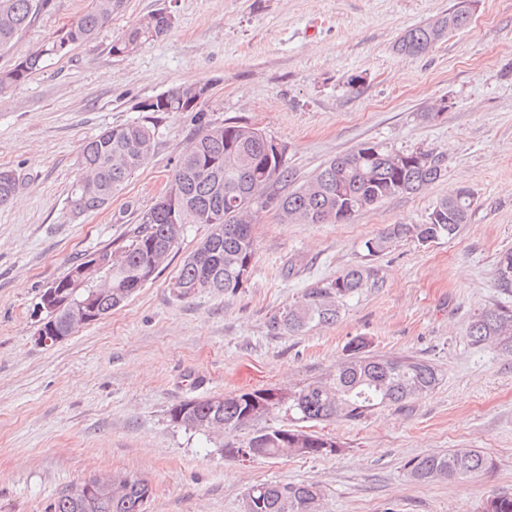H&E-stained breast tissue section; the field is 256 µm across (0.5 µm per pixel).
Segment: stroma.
Returning <instances> with one entry per match:
<instances>
[{"mask_svg": "<svg viewBox=\"0 0 512 512\" xmlns=\"http://www.w3.org/2000/svg\"><path fill=\"white\" fill-rule=\"evenodd\" d=\"M454 2L173 0L176 23L163 40L115 56L113 38L165 3L124 0L91 42L0 95V168L20 181L0 207V512H45L67 487L105 473L146 479L147 512H243L247 488L262 482L318 484L320 512H482L491 495L512 494V350L468 334L483 309H512V288L497 274L512 250V0H478L468 27L426 54L396 48ZM90 5L49 0L0 51V68ZM198 82L210 86L199 108L212 122L247 123L287 144L294 184L365 143L433 150L447 174L346 224L263 213L252 226V273L232 294L178 296L176 276L209 232L186 225L156 278L121 307L62 342L38 344L42 291L82 256L130 242L168 190L196 123L190 112L162 114L149 158L105 209L78 216L70 195L83 143L140 120V102ZM437 106L439 118L422 120ZM460 187L475 204L455 237L393 243L375 260L378 283L348 299L335 323L273 329L307 289L364 264L365 241L391 224L422 223ZM357 336L372 353L429 362L439 385L356 422L313 425L280 408L227 435L170 419L186 400L295 390L329 376ZM270 427L318 431L341 451L225 457V444ZM464 449L483 452L493 469L409 479V459Z\"/></svg>", "mask_w": 512, "mask_h": 512, "instance_id": "1", "label": "stroma"}]
</instances>
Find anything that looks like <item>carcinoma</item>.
<instances>
[{
    "mask_svg": "<svg viewBox=\"0 0 512 512\" xmlns=\"http://www.w3.org/2000/svg\"><path fill=\"white\" fill-rule=\"evenodd\" d=\"M48 0H0V50L8 47L27 28ZM123 0H91V7L54 38L10 67L0 69V93L25 82L52 57H64L71 49L90 42L97 31L112 20ZM471 15L456 8L436 20L407 30L399 39L400 51L413 56L431 50L449 33L466 28ZM175 24L172 11L162 8L127 27L112 40V54L123 56L146 44L161 40ZM206 85L178 86L140 109L148 113L141 122L112 126L87 141L79 160L80 178L71 195L76 214L95 212L108 206L128 177L155 149L153 119L164 112H195L197 122L192 148L177 162L168 192L170 202L154 203L142 213L130 243L119 249L104 247L96 254L100 267L80 279L75 276L86 266L85 258L75 261L68 272L50 284L65 288L70 301L42 323L59 336L69 335L71 309L90 298L96 281L112 283V298L95 300V316L102 318L122 305L153 280L167 260L186 224H205L210 232L184 261L174 282L178 296L193 297L201 292L234 293L252 271L254 244L250 224L259 213L276 208L285 222L297 224H344L362 211L388 198L419 192L445 176V157L431 150L406 153V161L395 162L392 150L381 144H365L328 160L305 184L286 190L291 174L286 156L276 155L270 137L262 130L237 121L215 124L195 111ZM93 190L86 192L81 184ZM19 188L18 175L0 168V206L6 205ZM470 189L462 187L438 202L421 224H392L365 242L367 256L374 257L402 239L425 245L455 236L467 223L471 211ZM378 270L364 264L333 280L308 289L296 306L274 318L273 327L285 333L302 331L315 323L336 322L343 302L377 279ZM469 336L476 344H512V310L493 306L482 310L469 323ZM348 358L325 378L311 381L270 403L286 407L308 422L344 419L360 421L374 409L402 405L419 398L440 383L438 370L429 362L410 356H381L369 351L362 336L348 343ZM264 393L254 390L173 406L171 421L196 430L230 433L244 429V412L249 399ZM191 408L190 420L181 418ZM295 431L272 428L258 455H291ZM335 441L324 434H307L299 457L331 455ZM411 480L419 483L455 480L489 471L493 462L478 450L414 457L407 463ZM121 494L101 504L97 512H146L152 492L138 476H124ZM259 504L256 512H319L322 490L312 483H258L251 486ZM47 512H85L81 499L67 489L47 507ZM483 512H512V495L487 499Z\"/></svg>",
    "mask_w": 512,
    "mask_h": 512,
    "instance_id": "carcinoma-1",
    "label": "carcinoma"
}]
</instances>
